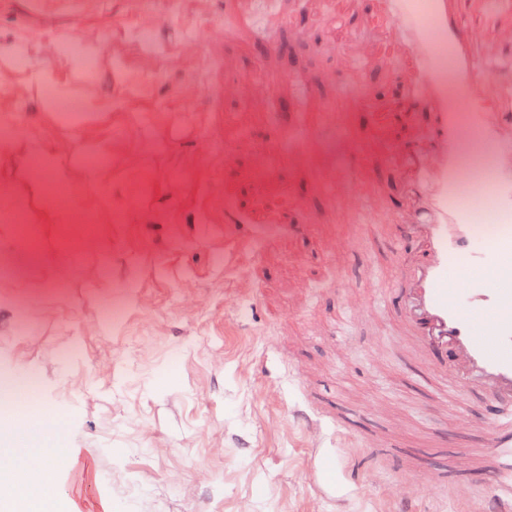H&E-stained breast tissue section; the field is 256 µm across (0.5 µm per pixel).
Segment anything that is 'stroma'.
<instances>
[{"label": "stroma", "mask_w": 512, "mask_h": 512, "mask_svg": "<svg viewBox=\"0 0 512 512\" xmlns=\"http://www.w3.org/2000/svg\"><path fill=\"white\" fill-rule=\"evenodd\" d=\"M242 6L255 30L239 38L224 34V0H62L39 14L0 0V49L22 45L99 106L86 125L51 116L0 60V127L23 130L0 159V369L39 375L60 443L91 461L72 476L80 512H395L407 492L417 512H481L492 486L458 459L486 444L484 407L414 385L424 365L403 350L398 310L378 309L397 280L387 217L341 211L342 186L321 182L358 170L392 210L410 181L373 133L398 45L377 34L373 50L340 49L324 33L379 4ZM75 30L109 45L94 75L53 52ZM267 38L292 41L293 64L255 49ZM350 66L356 83L338 87ZM282 99L296 103L285 124ZM229 122L248 139L228 153ZM313 127L311 147L290 150ZM34 141L68 174L70 209L53 218L28 189ZM228 206L243 223H225ZM312 400L315 436L293 416ZM340 416L416 457L421 477L342 447Z\"/></svg>", "instance_id": "obj_1"}]
</instances>
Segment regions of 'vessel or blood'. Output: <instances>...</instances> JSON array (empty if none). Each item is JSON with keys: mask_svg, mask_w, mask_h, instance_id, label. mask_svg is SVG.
Segmentation results:
<instances>
[{"mask_svg": "<svg viewBox=\"0 0 512 512\" xmlns=\"http://www.w3.org/2000/svg\"><path fill=\"white\" fill-rule=\"evenodd\" d=\"M384 2L408 93L377 113V127L408 126L421 100L433 110L426 144L394 143L398 168L413 174L411 206L389 222L408 303L402 334L449 390L482 391L490 434L479 465L493 488L485 512H512V72L497 66L512 47V0H494L480 26L454 0ZM452 84L471 92L454 108ZM465 127L497 147L489 178L460 162ZM452 255L468 257V268Z\"/></svg>", "mask_w": 512, "mask_h": 512, "instance_id": "1", "label": "vessel or blood"}]
</instances>
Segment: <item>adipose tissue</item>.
I'll use <instances>...</instances> for the list:
<instances>
[{"label":"adipose tissue","mask_w":512,"mask_h":512,"mask_svg":"<svg viewBox=\"0 0 512 512\" xmlns=\"http://www.w3.org/2000/svg\"><path fill=\"white\" fill-rule=\"evenodd\" d=\"M24 80L40 95L44 111L89 119L96 112L85 96L61 84L47 64L29 65ZM62 446L48 419H16L11 433L0 436V512H73L74 501L62 491L55 460Z\"/></svg>","instance_id":"ef3b65f1"}]
</instances>
